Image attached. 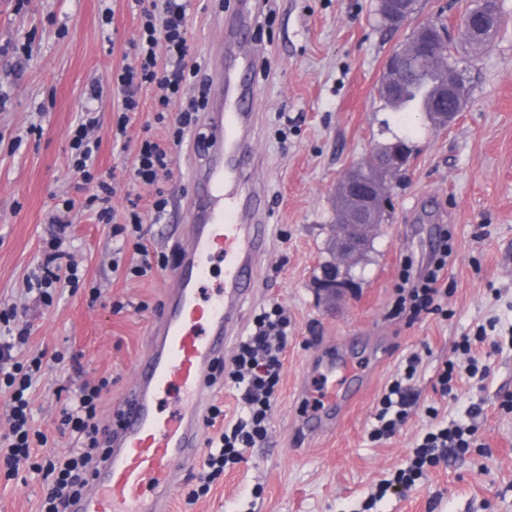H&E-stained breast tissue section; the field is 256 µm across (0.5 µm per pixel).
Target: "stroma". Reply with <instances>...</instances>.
<instances>
[{
  "label": "stroma",
  "instance_id": "1",
  "mask_svg": "<svg viewBox=\"0 0 512 512\" xmlns=\"http://www.w3.org/2000/svg\"><path fill=\"white\" fill-rule=\"evenodd\" d=\"M478 3L427 0L421 14L448 25L451 52L472 86L447 130L381 100L384 62L412 29L381 27L376 0L262 4L252 149L264 161L257 177L267 192L272 247L245 315L272 300L288 312L280 394L265 442L246 449L195 504H186L187 480L179 478L172 512H512V412L500 407L512 397V0H500L501 27L477 52L462 20ZM235 6L194 0L191 42L201 48L220 40ZM139 25L136 0H0V304L25 309L29 348L79 354L83 370L78 376L51 367L33 394L34 425L51 451L70 444L57 413L77 380L111 378L101 415L113 420L166 301L167 271L149 279L113 274L112 227L83 209L67 167L68 131L81 105L92 84H106L123 64ZM96 109L95 165L122 175L128 156L112 145L111 100ZM396 137L411 147L412 165L393 185L373 251L353 270V295L326 310L314 281L328 256L335 185ZM67 197L76 202L68 250L83 277L76 291L45 306L26 278L43 258L55 202ZM429 224L448 227L452 255L441 280L447 293L442 312L409 322L396 314L394 287L404 258L426 261ZM92 287L101 291L94 303ZM116 301L121 311H113ZM143 301L148 311H138ZM467 337L474 343L465 355L459 346ZM328 348L356 368L364 389L332 433L304 440L296 432L298 388L311 379L312 359ZM413 356L421 360L416 404L391 438L373 440L378 401ZM449 360L452 390L444 395L436 383ZM473 364L487 375H471ZM475 404L481 411L473 415ZM446 424L472 428L476 447L428 469L415 490L379 494L423 435ZM42 493L31 471L13 479L0 469V512H36Z\"/></svg>",
  "mask_w": 512,
  "mask_h": 512
}]
</instances>
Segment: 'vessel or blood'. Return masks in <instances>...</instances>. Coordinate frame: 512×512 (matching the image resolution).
Wrapping results in <instances>:
<instances>
[{
	"label": "vessel or blood",
	"instance_id": "obj_1",
	"mask_svg": "<svg viewBox=\"0 0 512 512\" xmlns=\"http://www.w3.org/2000/svg\"><path fill=\"white\" fill-rule=\"evenodd\" d=\"M228 24L232 39L207 49L206 135L192 149L190 192L182 203L185 231L174 246L167 305L138 361L111 454L74 512H169L177 477L201 456L211 369L241 334L244 308L259 286L258 266L270 236L265 190L249 177L261 164L249 147L258 124L252 104L260 54L250 36L252 0H241ZM215 257L224 261V279L211 286ZM312 371L325 378L323 404L302 413L300 429L327 433L355 375L331 351L313 360Z\"/></svg>",
	"mask_w": 512,
	"mask_h": 512
}]
</instances>
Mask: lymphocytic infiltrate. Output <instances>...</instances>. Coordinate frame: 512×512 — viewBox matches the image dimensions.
I'll use <instances>...</instances> for the list:
<instances>
[{
  "label": "lymphocytic infiltrate",
  "instance_id": "f902f5d3",
  "mask_svg": "<svg viewBox=\"0 0 512 512\" xmlns=\"http://www.w3.org/2000/svg\"><path fill=\"white\" fill-rule=\"evenodd\" d=\"M192 0H149L140 11L139 35L131 44V59L113 70L109 87L93 86L92 97L102 95L116 102L111 126L113 143L128 151L131 163L126 180L151 191L149 205H142L140 194H127L123 216H115L112 198L117 188L107 174L96 168L92 155L99 147L95 134L98 119L90 108H83L69 132V168L78 178L87 197L84 207L102 224L112 227L113 236L122 240L112 250V270L127 278L145 279L164 268L166 256L151 253L144 242L145 224H158L165 218L168 194L164 179L170 172L174 155L190 134H199V113L205 108L206 73L202 58L188 36V16ZM150 108L152 125L143 126L139 135H131L132 118L143 108ZM164 127L165 138H156L152 126ZM72 199L59 200L49 217L50 228L44 246V260L31 272L27 285L38 289L44 305H51L58 290L77 288L79 266L66 249ZM132 246L138 259L126 262L125 246ZM448 239L440 237L425 267L403 270L397 285V308L409 317L440 310L442 292L440 275L448 266ZM288 315L273 302L255 314L252 328L241 337L229 365L218 373L239 393L241 412L225 419L221 405L211 404L206 417L214 433L205 440L207 451L196 474V485L185 494L187 503H195L207 494L213 480L228 465L238 463L244 449L255 447L268 436L273 406L288 346ZM31 334L29 324L21 323L18 308L0 307V387L10 393L8 428L0 434V464L7 475H18L29 468L42 483L38 512H70L73 500L91 484L95 465L107 451L100 440L97 410L101 394L110 381L82 382L73 397L58 413V428L74 440L73 448L62 452L47 451V436L34 427L31 395L42 378L44 365L61 364L62 352L40 350L24 359L15 351L25 345ZM420 361L410 358L402 378L384 391L375 415L373 439L392 436L406 420L414 404L411 382ZM468 429L439 427L428 432L414 448L409 463L399 469L394 484L415 486L427 466L447 459L450 451L469 446Z\"/></svg>",
  "mask_w": 512,
  "mask_h": 512
}]
</instances>
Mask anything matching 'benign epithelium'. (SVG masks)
Listing matches in <instances>:
<instances>
[{
	"mask_svg": "<svg viewBox=\"0 0 512 512\" xmlns=\"http://www.w3.org/2000/svg\"><path fill=\"white\" fill-rule=\"evenodd\" d=\"M379 10L386 11L389 24L396 29L407 24L422 8L419 0H378ZM498 0H482V6L470 11L463 24L478 34L497 29L499 18ZM448 26L434 21L421 23L411 39L413 52L436 64L444 73L438 89L437 102L458 99L466 100V87L455 65L448 62ZM403 56L392 53L385 61L383 86L396 91L394 79L402 71ZM411 162L409 145L399 142L384 150L374 152L367 158L365 167L375 169L383 178L361 177L350 169L338 182L336 196L339 204L332 224L336 241L335 261L322 269L318 288L326 296L334 298L349 287V281L342 269L350 266L357 258L364 240L380 231L381 213L391 204L392 185L405 172Z\"/></svg>",
	"mask_w": 512,
	"mask_h": 512,
	"instance_id": "1",
	"label": "benign epithelium"
}]
</instances>
